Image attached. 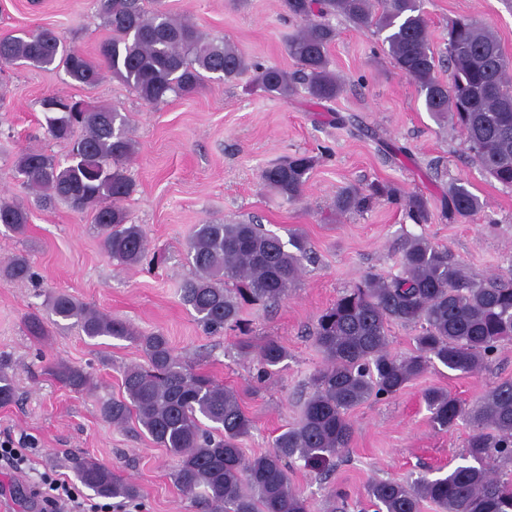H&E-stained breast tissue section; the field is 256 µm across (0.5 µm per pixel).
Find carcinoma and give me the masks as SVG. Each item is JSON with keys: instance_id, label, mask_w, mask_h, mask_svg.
I'll return each instance as SVG.
<instances>
[{"instance_id": "1", "label": "carcinoma", "mask_w": 512, "mask_h": 512, "mask_svg": "<svg viewBox=\"0 0 512 512\" xmlns=\"http://www.w3.org/2000/svg\"><path fill=\"white\" fill-rule=\"evenodd\" d=\"M97 16L111 36L93 60L68 48L53 28L0 36V61L49 69L62 68L72 81L96 86L104 73L123 80L151 104L171 94L191 97L207 82L232 79L251 69L255 86L284 100L305 92L314 103L331 102L342 82L331 69L328 50L336 37L331 16H343L358 28L385 34L382 44L395 67L424 96L433 116L451 119L479 166L512 188V62L495 34L470 18L448 24V82L437 76L421 0H282L289 16L301 23L288 38V55L300 70L247 60L234 46L216 44L188 21L171 18L162 0L145 8L144 0H96ZM43 128L55 140L73 144L76 154L65 163L34 150L17 156L21 185L38 202L63 201L90 211L106 253L123 266L138 264L147 237L128 223L123 201L134 189L124 163L133 154L128 120L115 109H75L70 98L53 95L41 101ZM314 157L294 154L262 171L263 184L288 202L299 200ZM376 197L399 203L415 224H428L431 209L420 194L403 195L391 185L350 186L336 194L338 213L360 212ZM444 214L470 220L483 203L462 182L451 184ZM29 211L0 199V224L23 234ZM310 249L297 232L288 242L251 221L196 226L188 241L194 277L181 288V299L211 336L240 324L246 302H277L301 276ZM6 281L33 280L30 259L10 257L0 266ZM48 307L53 316L89 339L129 340L141 347L144 365L121 373L122 392L105 400L102 415L117 426L130 421L176 459L172 479L186 497L210 512H309L307 499L295 489L288 469L296 460L306 467L333 462L353 435L349 412L368 400L396 396L439 362L451 371L475 374L499 347L512 341V265L508 277L481 279L468 271L450 249L423 235L406 237L399 273L391 278L367 274L320 313L314 341L326 364L311 380L298 425L277 435L272 449L243 456L240 439L252 428L235 391L193 370L175 355L166 336L143 333L127 321L104 314L57 292ZM419 328L413 353L389 350L391 323ZM287 357L286 348L269 336L258 348L260 374ZM48 374L76 392L90 389V376L64 364ZM15 397L12 377L0 369V406ZM434 428L448 432L465 421L472 428L461 463L446 474L411 482L372 480L366 489L374 512H420L430 500L442 512H512V477L502 478L484 466L497 458L512 463V381H503L473 402L431 387L424 393ZM81 484L95 495L118 500L138 497L136 485L112 467L84 460L77 467Z\"/></svg>"}]
</instances>
